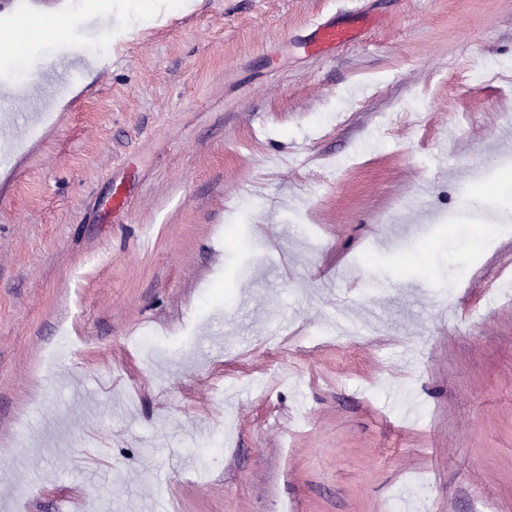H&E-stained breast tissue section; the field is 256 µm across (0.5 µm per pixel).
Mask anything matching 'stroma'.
<instances>
[{
    "instance_id": "stroma-1",
    "label": "stroma",
    "mask_w": 512,
    "mask_h": 512,
    "mask_svg": "<svg viewBox=\"0 0 512 512\" xmlns=\"http://www.w3.org/2000/svg\"><path fill=\"white\" fill-rule=\"evenodd\" d=\"M127 2L40 0L46 55ZM358 5L364 42L316 56L343 0H195L103 36L72 111L16 101L0 512H512V215L474 245L512 177V0ZM123 176L118 183L112 187V195L105 201L107 210L112 216L127 211L131 205V190L139 178L138 165L133 157L125 159L123 165Z\"/></svg>"
}]
</instances>
